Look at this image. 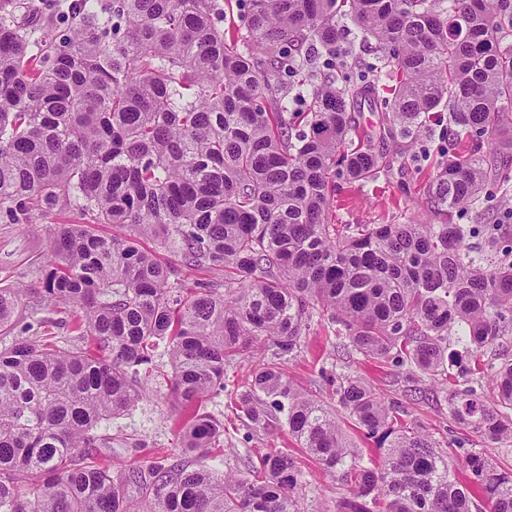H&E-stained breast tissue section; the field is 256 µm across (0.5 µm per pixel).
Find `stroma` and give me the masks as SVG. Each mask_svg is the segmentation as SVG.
Listing matches in <instances>:
<instances>
[{
	"instance_id": "stroma-1",
	"label": "stroma",
	"mask_w": 512,
	"mask_h": 512,
	"mask_svg": "<svg viewBox=\"0 0 512 512\" xmlns=\"http://www.w3.org/2000/svg\"><path fill=\"white\" fill-rule=\"evenodd\" d=\"M356 121L360 131L369 134L371 145L382 154L391 168L378 180L357 185L340 179L336 182L331 220L336 224H417L436 223L437 217L427 202V186L437 160L447 151L467 152L468 142L448 143L433 136L427 149L401 140L379 136L382 115L363 109ZM459 224H508L512 222V186L502 189L486 186L483 199L476 208L458 211ZM84 218L78 211L66 209L46 217L33 218L26 224L0 223V284H23L36 287L30 275L31 263L47 253L53 233L61 224H80ZM155 368L146 386V394L129 413L103 422L101 436L110 438L111 448L102 462L113 478H121L128 469L148 470L156 462L179 459L175 435L179 414L170 398L171 366L165 349H158ZM288 376L306 393L328 404H335L334 386L328 376L344 378L358 375L366 379L385 399L403 402L409 418L433 433L437 440H454L466 448H480L478 434L455 423L448 412L446 392L431 390L425 399L409 401V387L404 368L389 361L366 360L345 349L331 326L320 316H313L302 338L296 357L285 365ZM206 410L224 425V446L204 461L215 476L230 469L242 468L245 460L257 458L270 448H285L297 457L301 474L299 492L310 512H335L344 495L335 473L309 458L287 429L268 433L256 428L236 411L226 394L212 396Z\"/></svg>"
}]
</instances>
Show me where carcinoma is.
<instances>
[{
    "instance_id": "obj_1",
    "label": "carcinoma",
    "mask_w": 512,
    "mask_h": 512,
    "mask_svg": "<svg viewBox=\"0 0 512 512\" xmlns=\"http://www.w3.org/2000/svg\"><path fill=\"white\" fill-rule=\"evenodd\" d=\"M236 2L226 34L220 0H71L58 4L71 19L61 31L28 0H0V220L66 207L85 219L58 226L23 327L67 308L73 343L14 334L23 291L0 288V335L13 337L0 348V512H306L286 448L222 479L175 460L118 482L97 462L109 444L98 426L142 399L140 367L162 340L184 455L224 445L204 403L255 353L228 396L255 427L284 422L308 456L341 470L338 512H512V469L491 452L512 443V260L483 257L512 255V225L454 222L487 180L512 183V139L501 137L512 0ZM342 20L398 69L391 96L367 75L303 90L317 60L336 64ZM364 104L385 109L383 134L410 143L446 104L448 140L473 138L436 165L437 223H331L336 178L385 170L355 125ZM98 224L132 234L102 237ZM142 238L177 248L185 267L224 270V291L200 282L184 293ZM316 314L363 357L449 387L450 415L484 449L448 463L401 404L349 377L337 405L380 453L363 465L335 409L284 368ZM457 328L465 347L450 351ZM487 375L491 400L474 387ZM147 483L146 506L124 491Z\"/></svg>"
}]
</instances>
